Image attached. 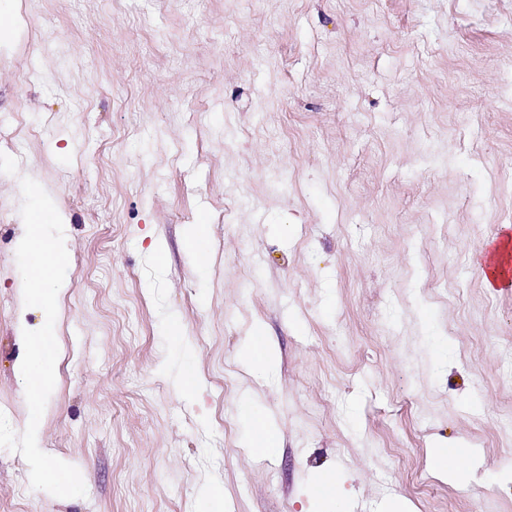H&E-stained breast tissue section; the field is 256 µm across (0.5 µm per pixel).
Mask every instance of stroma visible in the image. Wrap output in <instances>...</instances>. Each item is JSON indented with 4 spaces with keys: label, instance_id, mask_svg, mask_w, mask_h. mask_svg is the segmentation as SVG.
I'll return each mask as SVG.
<instances>
[{
    "label": "stroma",
    "instance_id": "35a3bbf8",
    "mask_svg": "<svg viewBox=\"0 0 512 512\" xmlns=\"http://www.w3.org/2000/svg\"><path fill=\"white\" fill-rule=\"evenodd\" d=\"M0 413L26 310L20 180L66 217L44 452L0 449V512H512V0H0ZM208 225L199 250L190 225ZM178 320L179 336L168 331ZM273 361L247 358L256 327ZM199 378L179 395L185 350ZM280 447H250L251 413ZM461 442L448 482L429 453ZM343 479L341 477L328 478L313 490V495L324 502L337 503L344 495Z\"/></svg>",
    "mask_w": 512,
    "mask_h": 512
}]
</instances>
